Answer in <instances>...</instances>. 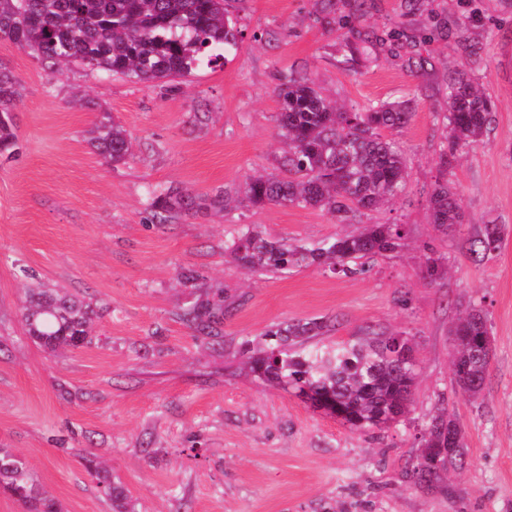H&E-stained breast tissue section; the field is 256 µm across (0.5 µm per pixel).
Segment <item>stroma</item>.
Masks as SVG:
<instances>
[{
	"mask_svg": "<svg viewBox=\"0 0 512 512\" xmlns=\"http://www.w3.org/2000/svg\"><path fill=\"white\" fill-rule=\"evenodd\" d=\"M362 10L369 55L353 71L336 61L338 25L310 0H238V51L166 84L51 70L0 39V63L22 86L20 152L0 158V448L27 461L62 512H111L80 463L89 450L135 512H512V0H363ZM467 61L495 108L448 176L465 218L445 234L426 193L448 85ZM291 72L349 107L413 100L395 137L404 192L343 222L269 204L156 223L160 191L240 197L251 177L273 172L278 85ZM104 112L131 137L127 161L105 163L87 142ZM375 223L401 225L403 244L355 275L317 265L250 272L229 252L247 225L310 246ZM488 224L505 233L479 259L469 241ZM431 257L440 277L427 274ZM188 268L196 281H184ZM33 284L100 306L87 345L50 353L28 336L19 307ZM202 298L224 305L222 343L179 319ZM471 303L493 340L476 401L455 390L448 335ZM316 318L328 323L319 345L371 332L411 341L417 379L398 425L349 427L246 374L244 343ZM445 408L463 426L465 465L413 485L423 428Z\"/></svg>",
	"mask_w": 512,
	"mask_h": 512,
	"instance_id": "1",
	"label": "stroma"
}]
</instances>
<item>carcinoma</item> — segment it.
Here are the masks:
<instances>
[{
	"mask_svg": "<svg viewBox=\"0 0 512 512\" xmlns=\"http://www.w3.org/2000/svg\"><path fill=\"white\" fill-rule=\"evenodd\" d=\"M231 0H0V38L37 54L49 68L79 64L135 83H168L191 75L199 66L216 64L238 48L242 30L229 11ZM320 12L330 15L339 6L350 7L352 37L339 42L341 60L358 62V43L365 15L359 0H315ZM21 97L13 72L0 66V158L19 150L14 132V107ZM281 103L280 136L285 149L277 174L252 178L245 200L254 207L267 204L319 209L343 222L352 212L378 211L400 192L406 182L405 164L395 150L392 135L405 128L413 115L408 102H383L366 109H344L328 101L313 80L288 74L278 88ZM494 102L467 77L449 86L447 135L441 158L448 165L458 148L478 141L485 133ZM89 143L106 162L120 163L131 155V141L122 126L103 114L91 130ZM232 201L224 193L195 194L172 188L155 196L153 217L171 221L182 215L222 211ZM433 224L449 231L462 223V207L445 175L429 192ZM396 224H368L318 245H290L268 241L246 229L234 240L231 254L249 271L286 270L324 264L338 273L363 271L357 261L391 252L400 246ZM501 228L487 224L473 240L474 254L492 252L501 242ZM100 308L50 288H31L20 307L27 333L50 352L80 348L88 343ZM180 319L200 333L211 334L224 319V309L206 299L182 310ZM318 319L286 323L266 334V349L247 356L250 372L259 380L282 389L306 385L344 401L353 410L356 429L379 430L399 422L411 403L416 377L403 373L387 352L395 334L358 336L321 348L304 347L324 333ZM452 367L456 386L470 399H478L488 363L481 357L476 338L490 335L485 312L472 306L454 323ZM451 412L433 416L421 436L424 448H444V430ZM87 474L96 481L112 512H133L125 487L112 481L98 456H80ZM439 468L417 462L416 483L431 484ZM0 491L15 498L26 512H61L58 502L44 492L27 463L7 448H0Z\"/></svg>",
	"mask_w": 512,
	"mask_h": 512,
	"instance_id": "cac0c4a2",
	"label": "carcinoma"
}]
</instances>
